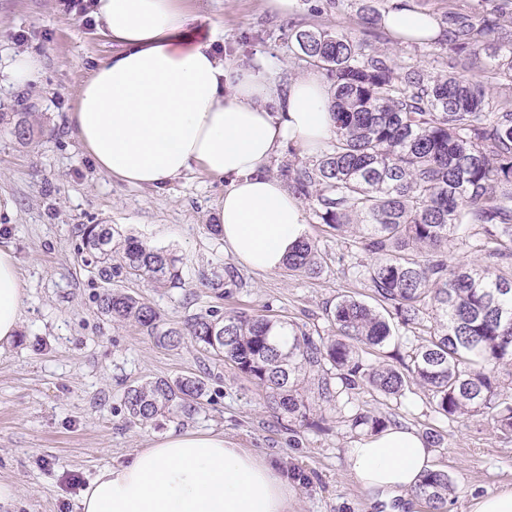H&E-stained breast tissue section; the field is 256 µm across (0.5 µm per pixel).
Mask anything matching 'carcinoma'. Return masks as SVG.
Masks as SVG:
<instances>
[{
    "mask_svg": "<svg viewBox=\"0 0 512 512\" xmlns=\"http://www.w3.org/2000/svg\"><path fill=\"white\" fill-rule=\"evenodd\" d=\"M447 70L424 80L411 65L371 53L340 30L300 29L295 41L306 62L333 90L334 138L309 162L288 159L279 175L289 190L338 235L371 255L368 282L380 313L350 295L326 310L334 334L315 337L298 323L243 309H210L175 326L150 302L120 289L97 296L99 312L129 322L161 345L188 336L205 353L233 363L265 390L269 409L311 421L301 377L317 374V400L331 405L368 385L401 396L415 384L430 392L434 411L448 419L488 415L512 437V96L494 97L489 82L512 93V0H494L478 21L448 10ZM477 71L471 78L463 73ZM476 225L486 244L483 264L453 257L459 225ZM83 245L105 281L147 279L156 288L182 283L180 259L138 239L112 246L114 229L91 224ZM288 269L307 278L322 271L316 243L300 240ZM217 297L240 286L237 269L199 273ZM435 312L429 338L398 370L366 368L356 346L382 348L390 321L417 325ZM331 369H324L325 365ZM506 372L508 385L499 382ZM205 379H156L130 387V420L159 425L158 417L192 415ZM351 427L379 433L387 422L362 410ZM454 486L443 471L424 475L418 496L443 512Z\"/></svg>",
    "mask_w": 512,
    "mask_h": 512,
    "instance_id": "carcinoma-1",
    "label": "carcinoma"
}]
</instances>
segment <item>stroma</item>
Returning <instances> with one entry per match:
<instances>
[{
  "mask_svg": "<svg viewBox=\"0 0 512 512\" xmlns=\"http://www.w3.org/2000/svg\"><path fill=\"white\" fill-rule=\"evenodd\" d=\"M202 33L219 28L214 47L226 60L263 71L278 85L306 72L290 25L339 29L368 43L396 63H411L424 78L445 68L446 46L395 45L379 20L393 0H297L283 15L270 0H181ZM372 9L374 23L364 20ZM113 50L81 6L67 0H0V113L28 112L37 128L20 142L13 122L0 120V196L14 204L0 214V248L14 253L25 297L21 326L0 346V512H80L79 497L96 471L121 463L149 447L154 438L178 430L216 431L240 448L273 459L295 483V512H386L345 472L344 453L359 433L350 426L356 410L418 433L439 432L435 467L455 491L448 512H468L471 498L512 484V441L493 424L475 418L455 420L434 413L419 386L399 397L369 387L312 409L322 420L316 430L277 417L265 392L231 363L201 352L192 340L179 347L157 344L139 328L103 317L96 297L114 287L153 303L171 323L211 308H243L287 317L327 337L326 310L338 297L374 303L359 269L372 262L350 238L306 217L323 271L314 279L288 268L260 273L239 266L242 284L231 297L217 298L198 280L233 260L212 225L223 179L196 171L161 188H137L99 172L70 131L66 114L90 71ZM36 55L35 81L8 82L6 69L16 56ZM108 224L169 250L180 260L183 284L156 289L143 280H101L88 263L80 229ZM422 326L396 327L392 342L363 349L364 364L407 356L421 343ZM208 374L203 406L191 416L170 415L161 426L130 422L124 393L157 378Z\"/></svg>",
  "mask_w": 512,
  "mask_h": 512,
  "instance_id": "obj_1",
  "label": "stroma"
}]
</instances>
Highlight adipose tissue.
<instances>
[{"mask_svg":"<svg viewBox=\"0 0 512 512\" xmlns=\"http://www.w3.org/2000/svg\"><path fill=\"white\" fill-rule=\"evenodd\" d=\"M92 16L118 50L91 70L68 114L97 169L157 188L195 169L225 180L217 204L224 249L258 272L282 268L306 229L302 201L268 167L288 144L317 154L333 137L332 93L308 72L278 90L268 76L195 40L177 0H95ZM398 45L437 40L435 17L396 0L380 20ZM17 261L0 249V343L19 329ZM346 471L371 502L404 512L433 451L391 426L346 451ZM294 485L273 463L224 433L169 431L129 461L101 468L81 512H293Z\"/></svg>","mask_w":512,"mask_h":512,"instance_id":"obj_1","label":"adipose tissue"}]
</instances>
